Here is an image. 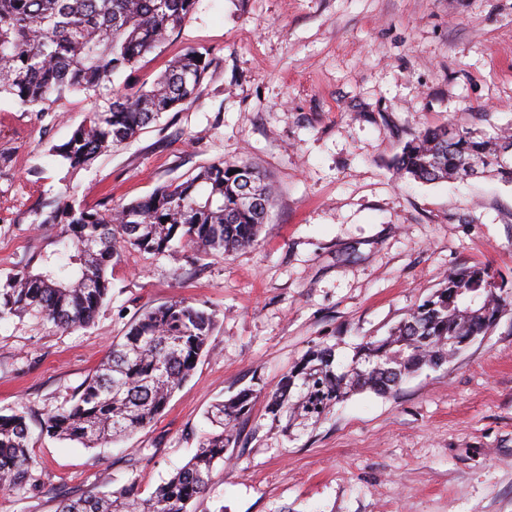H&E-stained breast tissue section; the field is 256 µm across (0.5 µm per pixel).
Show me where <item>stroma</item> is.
<instances>
[{"label": "stroma", "instance_id": "stroma-1", "mask_svg": "<svg viewBox=\"0 0 512 512\" xmlns=\"http://www.w3.org/2000/svg\"><path fill=\"white\" fill-rule=\"evenodd\" d=\"M190 48L209 62L195 100L73 174L50 149L90 102L68 95L36 113L0 100V279L55 250L59 229L39 212L67 185L101 209L247 158L276 190L254 246L176 261L122 253L88 328L0 321V411L26 414L53 487L32 499L0 491V512H56L59 491L132 480L149 497L194 455L211 406L246 388L237 442L189 512H512V306L441 368L354 394L308 428L267 407L312 347L334 345L348 366L452 269L483 264L512 284V184H425L391 167L427 129L512 130V0H197L133 83ZM176 298L217 325L153 425L93 449L38 435L113 340Z\"/></svg>", "mask_w": 512, "mask_h": 512}]
</instances>
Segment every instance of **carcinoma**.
Listing matches in <instances>:
<instances>
[{
  "label": "carcinoma",
  "mask_w": 512,
  "mask_h": 512,
  "mask_svg": "<svg viewBox=\"0 0 512 512\" xmlns=\"http://www.w3.org/2000/svg\"><path fill=\"white\" fill-rule=\"evenodd\" d=\"M196 0H0V98L29 112H47L66 95L94 98L112 89L52 155L71 171L132 139L163 114L193 101L207 72L203 53L176 56L149 86L115 84L141 58L165 43ZM512 133L479 136L445 125L407 142L397 174L419 182L492 175L512 184ZM257 203L244 204L248 192ZM271 186L247 160L214 162L150 197L103 211L76 204L67 187L52 198L42 223L60 227V248L0 281V319L30 314L64 330L86 328L110 290L108 268L123 251L170 257L178 248L201 254L254 245L273 208ZM503 284L486 265H463L444 287L412 309L388 335L361 343L355 361L336 372L335 351L310 350L269 396L277 420H309L330 412L358 391L384 395L408 376L438 368L453 356L448 339L486 334L509 305L482 289ZM216 324L209 312L184 300L152 307L93 369L71 403L46 412L41 433L86 448L132 436L151 425L191 377ZM252 390L215 407L213 430L194 456L143 499L136 481L117 491L63 495L58 512H187L237 440L235 425L248 415ZM23 413L0 414V491L39 496L45 482L30 454Z\"/></svg>",
  "instance_id": "carcinoma-1"
}]
</instances>
